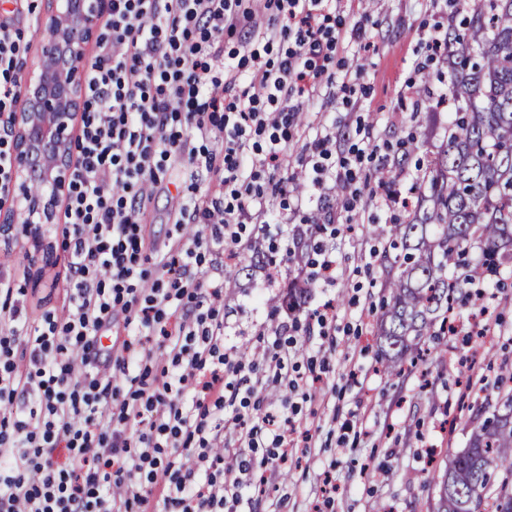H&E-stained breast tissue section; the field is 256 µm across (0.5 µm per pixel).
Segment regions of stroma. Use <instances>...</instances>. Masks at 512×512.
<instances>
[{
	"mask_svg": "<svg viewBox=\"0 0 512 512\" xmlns=\"http://www.w3.org/2000/svg\"><path fill=\"white\" fill-rule=\"evenodd\" d=\"M46 0H5L1 8L25 24L30 49L25 65L36 62L43 35L33 25ZM368 10L373 48L367 57L365 95L333 112H305L288 136V180L303 183L298 163L303 128L312 121L336 126L347 144L370 142L378 152L415 132L417 159L430 160L446 139L442 124L426 121L412 126L410 115L447 112L439 96L448 85L445 57L427 60L424 40L436 22L450 23L448 0H346L345 18ZM428 80L432 93L417 101L411 84ZM170 194L155 196L146 215L145 248L140 265L152 270L156 253L176 249L187 230L171 219ZM369 223L358 222L342 202L332 204L334 227L350 226L336 248V282L313 285L305 307L289 312L280 303L289 283L307 278L308 269L286 262L284 229L304 227L318 217L316 208L283 211L279 223L244 234L235 261L214 255L208 273L216 281L235 278L224 291V345L246 358L269 357L275 331L293 321L297 331L284 333L292 342L301 373L315 372L307 401L293 420L310 429L315 447L297 448L288 464L267 468L265 492L252 512H434L438 494L432 475L444 472L452 455L465 448L473 428L497 404V382L512 375V266L501 272L502 287L485 291L487 336L468 341L465 328L470 309L459 306V329L427 340L423 362L404 365L401 373L383 371L371 330L381 314L387 272L374 254L368 224H387L391 211L369 206ZM62 226L54 224L43 241L17 239L12 245L11 271L24 290L30 320L50 309H61L66 298L68 253ZM274 258L258 264L256 251ZM332 305L336 315L331 335L319 333L316 314ZM335 476L342 491L323 497L325 476Z\"/></svg>",
	"mask_w": 512,
	"mask_h": 512,
	"instance_id": "35a3bbf8",
	"label": "stroma"
}]
</instances>
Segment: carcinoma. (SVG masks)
<instances>
[{"label":"carcinoma","instance_id":"obj_1","mask_svg":"<svg viewBox=\"0 0 512 512\" xmlns=\"http://www.w3.org/2000/svg\"><path fill=\"white\" fill-rule=\"evenodd\" d=\"M452 5L470 18L448 40L458 45L460 62L448 72L456 107L446 143L428 162L407 219L371 229L382 242L381 264L391 270L378 333L389 374L420 356L457 299L478 304L485 279L512 265V0ZM403 165L396 159L372 178L394 186ZM473 247L482 256L479 268L463 260ZM307 294L294 285L282 303L298 310ZM508 382L496 412L473 429L448 469L432 476L444 490L437 512H512V481L500 484L494 500L487 496L499 473L512 477V376Z\"/></svg>","mask_w":512,"mask_h":512}]
</instances>
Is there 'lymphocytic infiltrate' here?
<instances>
[{
	"mask_svg": "<svg viewBox=\"0 0 512 512\" xmlns=\"http://www.w3.org/2000/svg\"><path fill=\"white\" fill-rule=\"evenodd\" d=\"M368 23L345 29L337 0H112L84 67L63 309L29 321L0 274V512H151L156 493L164 512H240L265 484L244 450L284 463L311 444V431L289 439L269 412L241 428L258 389L297 394L306 382L289 373L288 348L247 365L225 353L223 288L203 266L248 225L273 223L261 181L287 168L299 113L363 90L365 67L336 50H368ZM28 48L22 29L0 23V115L21 102ZM336 141L315 127L301 165L324 205L344 169L353 209L354 168L369 152ZM173 159L219 174V193L179 192L175 224L196 232L178 256H158L149 280L146 208ZM116 326L126 338L102 348ZM229 420L236 446L223 450Z\"/></svg>",
	"mask_w": 512,
	"mask_h": 512,
	"instance_id": "lymphocytic-infiltrate-1",
	"label": "lymphocytic infiltrate"
}]
</instances>
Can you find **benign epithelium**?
<instances>
[{"instance_id": "obj_1", "label": "benign epithelium", "mask_w": 512, "mask_h": 512, "mask_svg": "<svg viewBox=\"0 0 512 512\" xmlns=\"http://www.w3.org/2000/svg\"><path fill=\"white\" fill-rule=\"evenodd\" d=\"M111 0H49L39 16L43 43L37 63L24 72V95L10 123L12 199L0 232L12 234L13 212L32 224H53L66 200L84 101L79 61L96 43Z\"/></svg>"}]
</instances>
